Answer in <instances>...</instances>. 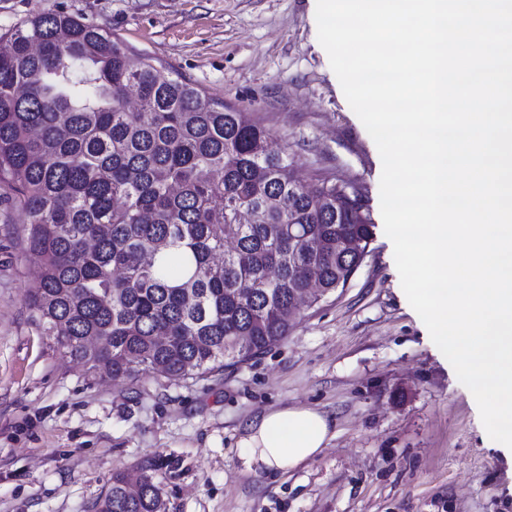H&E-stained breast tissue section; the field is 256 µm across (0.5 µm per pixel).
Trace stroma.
<instances>
[{
  "label": "stroma",
  "mask_w": 512,
  "mask_h": 512,
  "mask_svg": "<svg viewBox=\"0 0 512 512\" xmlns=\"http://www.w3.org/2000/svg\"><path fill=\"white\" fill-rule=\"evenodd\" d=\"M68 11L254 113L308 181L355 189L373 226L349 283L288 338L202 377L88 376L24 302V214L0 204V512H92L113 473L150 468L166 512H512V453L402 289L382 163L318 40L313 0H0V33ZM307 406L335 437L284 475L245 471L263 412Z\"/></svg>",
  "instance_id": "stroma-1"
}]
</instances>
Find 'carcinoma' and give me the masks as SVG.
<instances>
[{"instance_id":"1","label":"carcinoma","mask_w":512,"mask_h":512,"mask_svg":"<svg viewBox=\"0 0 512 512\" xmlns=\"http://www.w3.org/2000/svg\"><path fill=\"white\" fill-rule=\"evenodd\" d=\"M40 263L25 294L94 376L210 373L288 338L310 288L346 286L373 239L336 182L299 181L252 113L61 11L0 34V200ZM139 486L135 495L130 485ZM95 512H166L115 472Z\"/></svg>"}]
</instances>
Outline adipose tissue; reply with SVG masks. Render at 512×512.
<instances>
[{
    "label": "adipose tissue",
    "mask_w": 512,
    "mask_h": 512,
    "mask_svg": "<svg viewBox=\"0 0 512 512\" xmlns=\"http://www.w3.org/2000/svg\"><path fill=\"white\" fill-rule=\"evenodd\" d=\"M333 428L329 416L313 408L271 410L250 422L240 459L246 471L285 474L319 454Z\"/></svg>",
    "instance_id": "obj_1"
}]
</instances>
